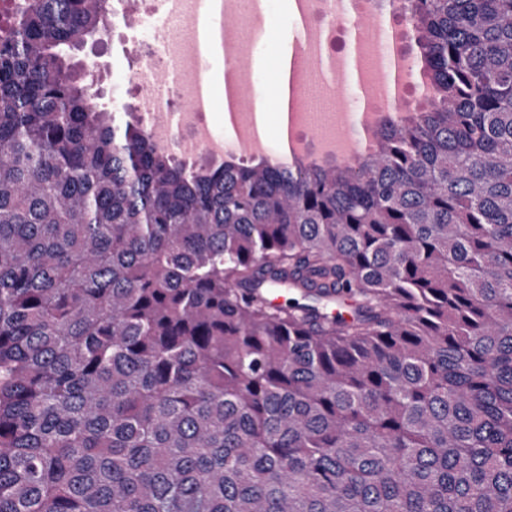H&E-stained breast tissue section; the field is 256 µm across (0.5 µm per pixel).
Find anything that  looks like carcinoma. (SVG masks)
I'll return each instance as SVG.
<instances>
[{
  "label": "carcinoma",
  "mask_w": 512,
  "mask_h": 512,
  "mask_svg": "<svg viewBox=\"0 0 512 512\" xmlns=\"http://www.w3.org/2000/svg\"><path fill=\"white\" fill-rule=\"evenodd\" d=\"M13 2L0 512H512V0H397L360 161L207 171L93 100L106 0Z\"/></svg>",
  "instance_id": "carcinoma-1"
}]
</instances>
